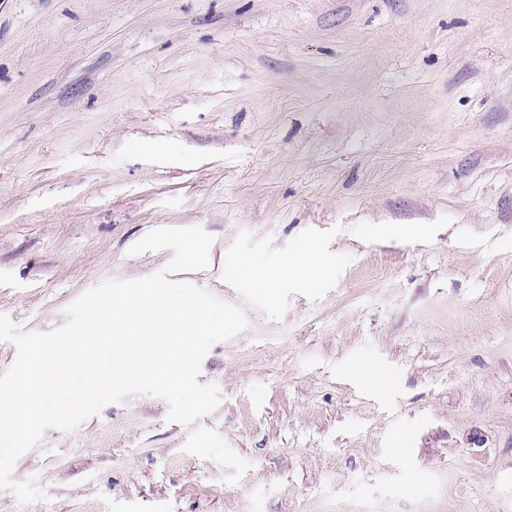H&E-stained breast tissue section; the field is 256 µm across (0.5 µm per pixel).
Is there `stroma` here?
I'll use <instances>...</instances> for the list:
<instances>
[{
    "mask_svg": "<svg viewBox=\"0 0 512 512\" xmlns=\"http://www.w3.org/2000/svg\"><path fill=\"white\" fill-rule=\"evenodd\" d=\"M190 226L220 406L47 430L0 512H512V0H0V313Z\"/></svg>",
    "mask_w": 512,
    "mask_h": 512,
    "instance_id": "obj_1",
    "label": "stroma"
}]
</instances>
